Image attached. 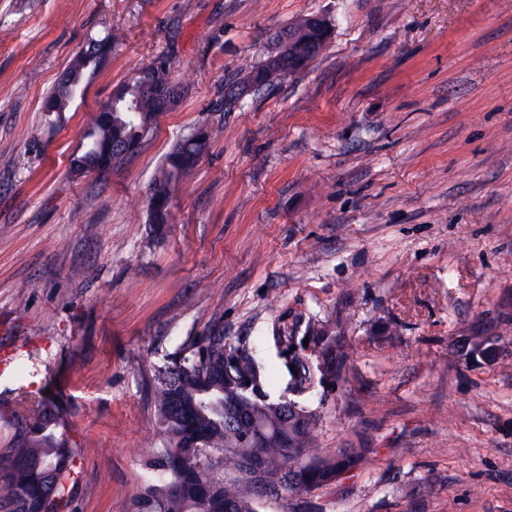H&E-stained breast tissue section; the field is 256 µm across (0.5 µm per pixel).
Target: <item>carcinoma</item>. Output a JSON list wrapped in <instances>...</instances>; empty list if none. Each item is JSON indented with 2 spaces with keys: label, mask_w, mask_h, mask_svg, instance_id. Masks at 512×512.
Returning <instances> with one entry per match:
<instances>
[{
  "label": "carcinoma",
  "mask_w": 512,
  "mask_h": 512,
  "mask_svg": "<svg viewBox=\"0 0 512 512\" xmlns=\"http://www.w3.org/2000/svg\"><path fill=\"white\" fill-rule=\"evenodd\" d=\"M332 28L309 16L273 37L275 48L244 73L256 93L274 78L304 69L311 52L323 49ZM93 54H79L45 102L44 111L63 112L84 90L85 81L112 53L110 37L90 38ZM171 60L162 55L133 81L116 89L112 106L91 117L87 145L72 162L73 171L104 172L140 149L160 115L175 110L183 94L171 81ZM210 134H194L167 154L149 191L150 223L161 232L168 224L172 191L209 152ZM329 320L310 319L306 333L312 355L288 352L289 392L283 400L271 394L263 369L242 347L224 342V332L201 339L199 360L184 356L154 375L152 396L163 444L147 460L150 478L133 499V512H260L259 501L244 492L248 480L258 493L282 488L308 493L361 465L368 449L339 448L326 453L315 447L319 415L299 401L316 387L338 379L349 359L347 342ZM499 337L465 336L458 348L465 355L493 363L501 353ZM318 363H312V357ZM255 417L265 427L258 438L225 422L224 408ZM55 405L46 398L18 416L10 448L0 454V512H70L78 485L79 451L55 433ZM248 459L262 461L264 473L243 469ZM235 474L224 479L221 473Z\"/></svg>",
  "instance_id": "carcinoma-1"
}]
</instances>
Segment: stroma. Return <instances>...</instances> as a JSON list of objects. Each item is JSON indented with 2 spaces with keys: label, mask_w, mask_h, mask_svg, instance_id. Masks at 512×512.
<instances>
[{
  "label": "stroma",
  "mask_w": 512,
  "mask_h": 512,
  "mask_svg": "<svg viewBox=\"0 0 512 512\" xmlns=\"http://www.w3.org/2000/svg\"><path fill=\"white\" fill-rule=\"evenodd\" d=\"M308 15L302 71L224 107L233 71ZM114 49L42 105L87 36ZM172 59L183 101L121 166L80 176L91 116ZM211 148L148 221L154 172ZM512 0H0V451L14 403L54 401L80 451L72 512H131L160 440L153 378L214 329L287 396L282 338L339 321L342 380L303 402L364 464L263 512H512ZM394 322L398 333L385 335ZM501 339L493 364L456 342Z\"/></svg>",
  "instance_id": "1"
}]
</instances>
